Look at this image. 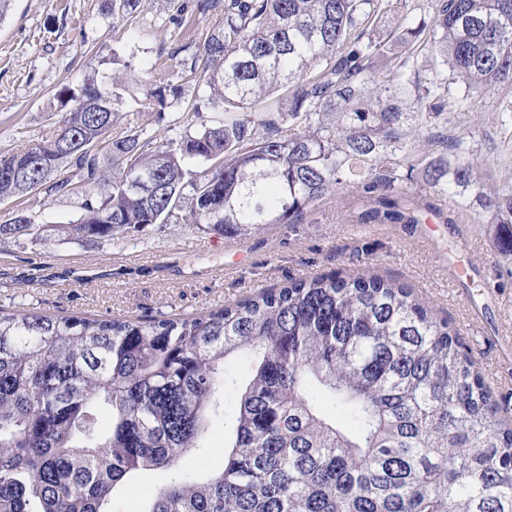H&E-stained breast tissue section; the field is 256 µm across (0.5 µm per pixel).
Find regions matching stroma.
Segmentation results:
<instances>
[{
	"label": "stroma",
	"instance_id": "stroma-1",
	"mask_svg": "<svg viewBox=\"0 0 512 512\" xmlns=\"http://www.w3.org/2000/svg\"><path fill=\"white\" fill-rule=\"evenodd\" d=\"M218 15L175 25L164 0L133 19L113 18L104 0H12L0 20V154L51 135L56 93L84 77L112 83L113 56L132 60L150 79L166 76L174 47L199 37ZM448 110L426 120L413 102L405 141L423 156L464 157L486 193L512 187V91L468 92L448 83ZM415 223L369 222L372 204L343 187L299 224H274L247 239L163 224L134 236L87 243L49 240L23 249L0 243V308L88 317L190 316L240 300L261 288L333 272H374L409 286L447 319L473 351L494 398L512 419V260L501 258L489 213L472 191L437 196L404 186ZM29 207L40 221L67 224L80 215L77 195L39 196L28 204L0 200V222ZM235 409L211 420L212 446L189 456L196 473L224 464V425Z\"/></svg>",
	"mask_w": 512,
	"mask_h": 512
}]
</instances>
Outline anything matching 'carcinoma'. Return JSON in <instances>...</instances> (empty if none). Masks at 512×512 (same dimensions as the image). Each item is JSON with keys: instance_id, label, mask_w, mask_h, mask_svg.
<instances>
[{"instance_id": "carcinoma-1", "label": "carcinoma", "mask_w": 512, "mask_h": 512, "mask_svg": "<svg viewBox=\"0 0 512 512\" xmlns=\"http://www.w3.org/2000/svg\"><path fill=\"white\" fill-rule=\"evenodd\" d=\"M221 21L172 50L171 77L144 87L162 138L122 131L125 102L93 76L59 91L58 128L0 155V200L69 195L80 217L21 212L0 241L123 239L153 224L244 238L299 224L340 186L400 221L401 183L446 196L480 189L468 162L420 165L403 142L407 85L430 114L448 74L471 92L512 89V0H440L431 21L384 25L392 0H166ZM132 18L145 0H107ZM441 66L409 76L399 49ZM173 106L180 112L165 115ZM512 259V188L488 199ZM242 356L246 380L229 372ZM236 395L224 467L210 417ZM332 404L335 412L327 410ZM167 478L138 512H512V422L448 320L377 274L291 280L221 308L150 319L0 310V512H110L146 472ZM235 409L234 392L231 387L224 392V415L220 414L211 420L212 443L214 448L201 453L195 452L187 458V468L198 473L206 474L224 465V422L226 431L231 427ZM193 463H197L195 466Z\"/></svg>"}]
</instances>
